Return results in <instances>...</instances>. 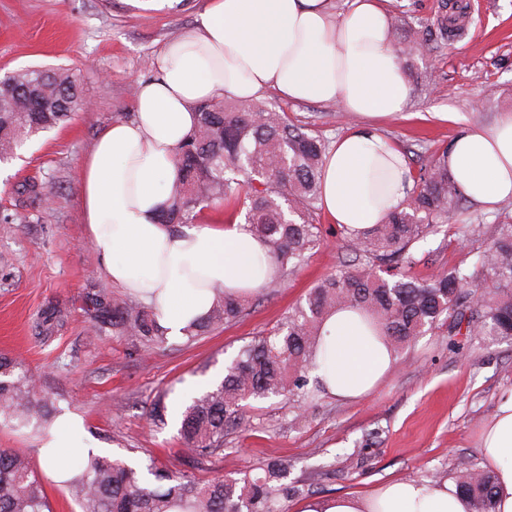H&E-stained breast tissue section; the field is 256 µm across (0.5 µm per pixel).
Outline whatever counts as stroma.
Instances as JSON below:
<instances>
[{"label":"stroma","mask_w":512,"mask_h":512,"mask_svg":"<svg viewBox=\"0 0 512 512\" xmlns=\"http://www.w3.org/2000/svg\"><path fill=\"white\" fill-rule=\"evenodd\" d=\"M204 2L170 0L158 8L148 0H0V75L63 66L77 75L87 102L66 126L0 163V354L19 355L38 394L50 397L56 424L80 420L82 441L105 456L190 475L198 469L182 450L178 421L155 426L152 404L209 390L242 346L275 329L347 258L340 227L319 212L322 245L229 327L189 345L175 337L148 352L135 351L127 337L94 331L87 292L109 290L121 299L126 293L112 287L86 242L81 161L117 114L132 113L136 85L158 78L157 56L194 25ZM463 2L476 20L466 35L428 42L421 55L403 62L412 95L405 112L379 125L401 150L444 147L466 129H492L501 113L512 111V0ZM263 100L330 141L361 122L353 113L327 122L333 104H292L273 92ZM31 179L48 186L50 203L18 193ZM18 212L29 222L8 223ZM416 253L411 274L425 278L439 267L475 262L479 251L462 246L451 224ZM55 303L69 307L68 324L52 342H35L34 314ZM510 392L512 344L486 347L440 328L405 346L364 401L343 403L319 390L303 403L279 397L246 407L243 426L225 436L224 459L212 471L236 475L283 460L307 497L362 495L395 478L431 479L462 458L482 465L481 427ZM0 448L27 454L53 512H80L44 463L40 436L0 425Z\"/></svg>","instance_id":"1"}]
</instances>
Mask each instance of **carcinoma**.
<instances>
[{
    "label": "carcinoma",
    "mask_w": 512,
    "mask_h": 512,
    "mask_svg": "<svg viewBox=\"0 0 512 512\" xmlns=\"http://www.w3.org/2000/svg\"><path fill=\"white\" fill-rule=\"evenodd\" d=\"M455 11L404 31L396 51L418 53L429 40H448L460 29ZM0 83V161L14 157L32 137L69 122L81 109L75 75L67 68L20 69ZM327 141L294 123L283 110L262 102L217 100L197 107L192 130L175 149L178 178L172 184L162 223L174 231L197 221L206 208L222 204L245 211L244 220L263 240L284 275L323 241L313 223L319 209ZM421 160L408 203L389 211L382 223L345 232L348 264L315 284L305 303L288 312L272 333L245 345L226 367L223 379L186 406L179 438L188 454L205 463L224 451V434L239 427L244 403L276 396L309 398L308 376L325 319L352 307L370 314L383 328L393 351L444 325L495 343L512 341V215L492 224H462L470 240L490 234L478 259L440 268L425 280L409 275L420 259L415 248L464 213L467 198L448 169V148L418 153ZM18 191L42 202L50 191L37 181ZM90 319L99 335L128 336L133 347L153 350L167 336L154 309L137 298L121 300L103 290L89 296ZM250 296L215 289L209 313L187 329V342L240 319ZM70 310L60 304L37 311L36 339L45 344L67 324ZM53 408L39 396L32 376L17 359L0 355V421L34 425L47 442ZM66 480L81 512H282L281 502L302 489L288 482V463L269 462L262 472L241 477L216 474L206 480L159 469L142 471L120 459L88 456ZM472 512H496L495 476L466 460L451 469ZM0 512H52L43 484L18 450L0 449Z\"/></svg>",
    "instance_id": "cac0c4a2"
}]
</instances>
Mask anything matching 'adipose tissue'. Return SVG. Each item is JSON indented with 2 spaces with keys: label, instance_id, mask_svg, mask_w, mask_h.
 <instances>
[{
  "label": "adipose tissue",
  "instance_id": "adipose-tissue-1",
  "mask_svg": "<svg viewBox=\"0 0 512 512\" xmlns=\"http://www.w3.org/2000/svg\"><path fill=\"white\" fill-rule=\"evenodd\" d=\"M206 0L194 25L139 84L133 119L99 134L81 166L86 240L112 286L155 308L166 335L181 336L213 302L212 284L255 293L276 267L244 222L192 224L173 232L158 221L177 176L175 149L198 104L273 91L294 102L333 103L367 117L338 137L325 158L320 207L330 222L367 229L413 186L400 149L374 118L404 112L410 97L392 46L387 0ZM465 195L493 210L512 200V113L490 130L468 129L448 148ZM313 375L343 401L369 396L395 359L380 325L352 309L327 317ZM480 454L496 476L497 512H512V393L482 431ZM297 512H471L450 481L398 479L365 495L311 497Z\"/></svg>",
  "mask_w": 512,
  "mask_h": 512
}]
</instances>
